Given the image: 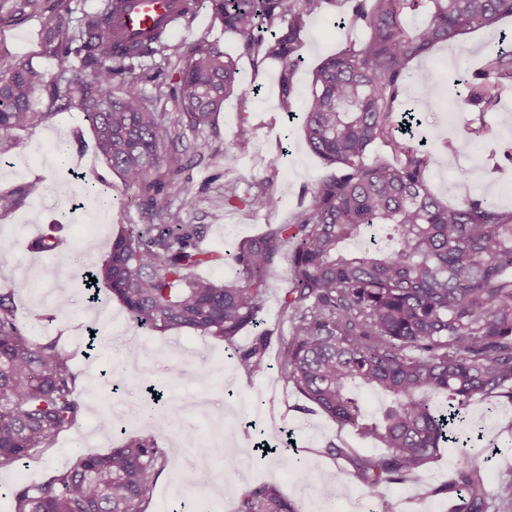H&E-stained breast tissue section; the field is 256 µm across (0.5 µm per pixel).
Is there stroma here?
<instances>
[{"label": "stroma", "instance_id": "obj_1", "mask_svg": "<svg viewBox=\"0 0 512 512\" xmlns=\"http://www.w3.org/2000/svg\"><path fill=\"white\" fill-rule=\"evenodd\" d=\"M335 13L313 17L299 53L303 65L295 81L299 97L292 112L278 101L277 63L253 72L238 55L237 44L224 31L211 10L176 34V41L204 39L236 57L240 79L258 86V93L231 96L224 102L212 129L202 137L211 145V156L189 164L184 177L193 189L191 204L172 197L173 206L184 207L191 224L207 227L205 244L233 252L239 242L261 233L266 225L291 220L301 200L324 173L319 160L304 142L303 101L314 67L334 53L343 39H364L358 28H337ZM496 32L480 29L461 35L454 51L436 47L411 64V78L399 97L400 109L415 107L423 81L437 84L442 94L434 107L421 112V130L429 134L426 180L443 202L456 205L466 200L495 198L498 206L512 210V85L505 88L497 107L476 112L465 106L460 78L470 76L485 59L486 47ZM24 62L46 79H54L67 63L55 56L39 15L11 18L0 26V66ZM50 121L14 131L7 139L13 166H0V192L36 184L8 215L0 216V248L15 251L16 260L0 264V288L19 281L27 286L16 295L17 313L32 340L59 337L64 350L73 354L80 374L78 396L83 416L77 426L63 433L56 444L37 450L16 465L0 469V512H11L9 493L17 486L41 481L52 469L74 464L79 453H105L117 444L121 432L151 435L170 460L158 477L147 512H235L245 490L261 485L277 486L293 500L299 512H369L380 497L398 502V512H450L452 498L448 477L456 467L460 449L442 444L419 477L368 488L355 475L350 462L331 456L336 446L351 453L378 455L380 442L365 440L311 405L292 385L277 377L276 368L247 376L239 370L237 350L250 346L259 330L273 336L288 335L290 325L280 300L288 265L280 263L274 286L260 315L261 326L243 330L234 344L192 332L157 334L132 326L118 301L90 304L80 274L92 262L83 244L97 237L109 246L122 224H140L144 218L134 189L126 187L94 149L92 129L78 106L52 112ZM253 128L246 146H238L239 126ZM483 125L489 135L474 142L471 151L460 150L470 128ZM64 138L70 144L66 157H52L46 164L30 160L39 145ZM458 153H451V146ZM234 162L225 165V152ZM277 168H269L271 156ZM271 183L277 206L269 212H253L224 203L225 186L244 193L250 183ZM55 229L60 246L54 256L26 251L32 238ZM68 285V307L56 312L50 287ZM101 330V341L90 346L88 327ZM157 416L154 424L142 420V409ZM110 427H103L102 417ZM211 447L208 476L194 487L176 482V472L191 469L195 461L183 451L186 438ZM461 440L471 441L479 452V464L487 493L512 479V403L495 396L475 398L460 426ZM269 454H261V447ZM234 457V466L224 464ZM301 460L315 479L301 481L290 466ZM342 485L345 497L330 501L329 485Z\"/></svg>", "mask_w": 512, "mask_h": 512}]
</instances>
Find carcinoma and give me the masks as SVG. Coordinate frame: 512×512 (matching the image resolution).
<instances>
[{"label": "carcinoma", "instance_id": "carcinoma-1", "mask_svg": "<svg viewBox=\"0 0 512 512\" xmlns=\"http://www.w3.org/2000/svg\"><path fill=\"white\" fill-rule=\"evenodd\" d=\"M196 2L170 0L186 27ZM349 2V17L337 27H360L365 39H347L322 60L305 100L304 139L326 174L290 222L267 225L229 254L235 278L223 283L196 274L224 263V253L202 247L206 225L186 222L170 197L191 195L182 174L207 149L204 140H186V132L212 128L224 100L246 93L236 61L206 40L175 42L157 24L146 36H127L114 18L132 8L131 0H102L75 28L70 0H0V20L38 14L54 53L79 58L77 68L49 81L51 105L80 106L97 152L137 190L148 216L145 224L121 225L107 256L93 262L87 277L94 279V298L118 299L136 327L192 330L232 345L259 323L288 250L282 307L291 330L279 340L280 378L338 424L388 449L384 456L349 457L357 477L375 488L422 472L450 440L449 419L473 397L496 393L512 403V212L486 200L447 205L427 186L428 154L398 131L419 121L422 106L440 93L436 84H422L420 105L404 119L394 113L414 59L437 44L453 50L464 33L497 27L512 17V0ZM208 3L254 71L279 63L281 105L290 111L308 20L338 0ZM423 4L429 20L413 28L407 14ZM156 55L174 63L172 113L157 111L129 81L135 64ZM506 80L512 81V34L503 31L481 73L467 82L465 103L493 109ZM41 82L43 75L25 64L0 68V139L54 115L31 108V90ZM377 142L397 164L371 155ZM36 191L27 185L0 193V214ZM224 204L261 211L276 200L262 180L242 196L225 193ZM58 244L46 234L26 249L51 254ZM24 287L0 290V468L52 447L82 415L72 356L56 339L30 340L17 317L15 292ZM270 341L269 332H260L238 352L239 369L263 372ZM359 387L388 399L378 420L367 419ZM168 464L153 436H132L15 488L13 512H146ZM455 483L467 491L464 512H512V480L488 497L477 459L465 450ZM236 512L298 508L262 485L241 494Z\"/></svg>", "mask_w": 512, "mask_h": 512}]
</instances>
